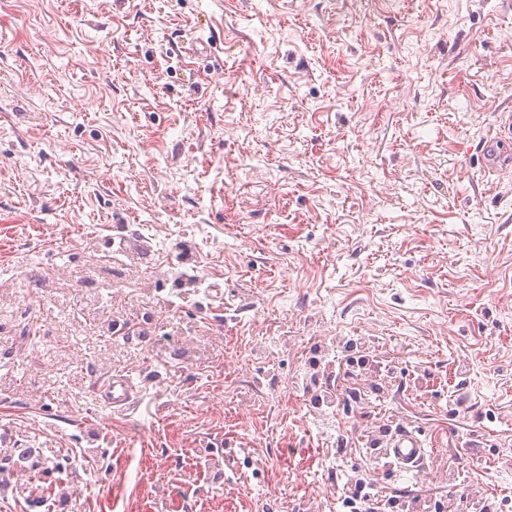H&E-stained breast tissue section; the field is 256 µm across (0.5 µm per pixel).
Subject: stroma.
Returning <instances> with one entry per match:
<instances>
[{"label":"stroma","mask_w":512,"mask_h":512,"mask_svg":"<svg viewBox=\"0 0 512 512\" xmlns=\"http://www.w3.org/2000/svg\"><path fill=\"white\" fill-rule=\"evenodd\" d=\"M510 114L512 0H0V512H512ZM135 386L127 377H111L98 386V391L103 393L107 404L114 407L126 408L130 405ZM384 453L397 462L418 466L426 455V448L415 431L403 426L392 437L391 448H386ZM374 488L366 484L356 481L354 490L351 495H347L342 499V506L349 512H378L379 509L392 507L393 498H389L385 503L377 494L373 493Z\"/></svg>","instance_id":"1"}]
</instances>
